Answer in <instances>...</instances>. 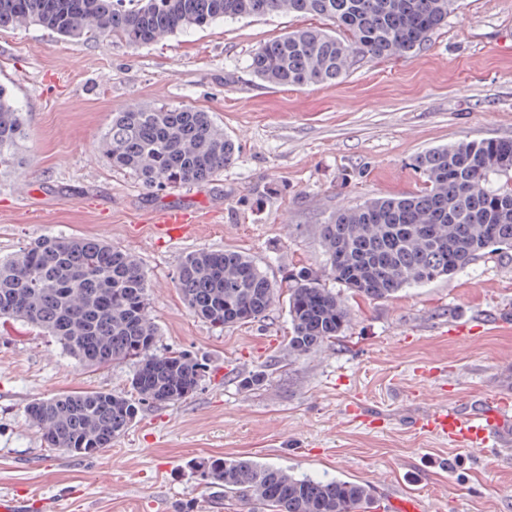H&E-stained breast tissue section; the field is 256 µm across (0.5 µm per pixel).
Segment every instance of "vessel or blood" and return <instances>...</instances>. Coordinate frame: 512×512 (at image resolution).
<instances>
[{"label":"vessel or blood","mask_w":512,"mask_h":512,"mask_svg":"<svg viewBox=\"0 0 512 512\" xmlns=\"http://www.w3.org/2000/svg\"><path fill=\"white\" fill-rule=\"evenodd\" d=\"M160 236L180 238L193 228L192 214L178 206L160 208L154 221ZM512 425V399L490 395L481 407L471 413L460 411L454 405L440 406L423 418L415 427L419 432L433 435L459 449L492 448L506 453L501 433ZM0 512H57L54 503L18 492L0 493Z\"/></svg>","instance_id":"1"}]
</instances>
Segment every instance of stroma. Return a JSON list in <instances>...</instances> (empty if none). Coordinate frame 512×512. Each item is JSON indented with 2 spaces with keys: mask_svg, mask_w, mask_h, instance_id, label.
Here are the masks:
<instances>
[{
  "mask_svg": "<svg viewBox=\"0 0 512 512\" xmlns=\"http://www.w3.org/2000/svg\"><path fill=\"white\" fill-rule=\"evenodd\" d=\"M312 16L219 21L137 49L117 39L0 28V84L20 102L19 164L0 170V259L47 237L106 240L134 253L149 284L159 349L202 363L196 392L141 405L111 448L79 458L46 447L28 404L62 392H129L125 364L85 367L50 337L0 321V492L60 503L59 512H251L196 479L193 460L247 456L299 476L368 486L377 503L408 491L445 512H512V462L456 451L412 420L454 401L512 396V251L387 300L342 291L349 322L336 343L288 355L286 300L247 324L215 328L182 303L174 276L199 249L249 253L275 281L328 275L321 228L336 211L419 191L414 158L460 140H512V0H461L446 28L410 57L358 59L335 85L274 86L247 68L260 43ZM134 103L208 112L239 146L212 181L150 189L97 150L115 113ZM180 205L196 232L155 235L152 211ZM483 324L469 343L450 328ZM441 368L446 396L418 376ZM359 401L385 419L349 422Z\"/></svg>",
  "mask_w": 512,
  "mask_h": 512,
  "instance_id": "1",
  "label": "stroma"
}]
</instances>
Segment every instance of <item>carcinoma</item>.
<instances>
[{"mask_svg":"<svg viewBox=\"0 0 512 512\" xmlns=\"http://www.w3.org/2000/svg\"><path fill=\"white\" fill-rule=\"evenodd\" d=\"M458 0H0V27L37 25L64 38L112 36L130 47L214 22L270 13L311 15L336 30L306 27L269 40L247 68L275 86L342 81L353 58L386 60L421 48L448 26ZM22 109L0 85V169L18 164ZM98 150L148 188L212 180L235 161L233 139L209 113L134 105L112 117ZM420 192L377 197L322 225L328 274L355 295L388 299L450 277L487 250H512V140H461L414 159ZM175 285L190 313L218 328L264 316L279 285L249 255L200 249L179 264ZM288 356L308 355L342 335V298L306 273L288 285ZM0 319L51 337L81 365L130 362L132 400L110 390L64 393L28 405L47 447L92 457L133 425L144 402L175 404L196 391L202 364L157 352L148 282L138 258L98 239L47 237L0 260ZM200 482L265 512H368L370 489L297 476L246 457L192 462Z\"/></svg>","mask_w":512,"mask_h":512,"instance_id":"carcinoma-1","label":"carcinoma"}]
</instances>
